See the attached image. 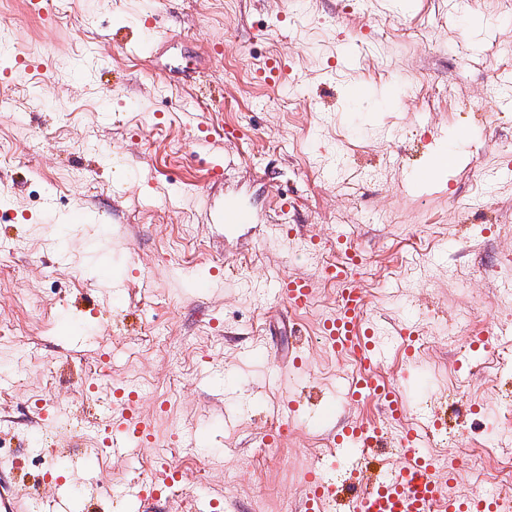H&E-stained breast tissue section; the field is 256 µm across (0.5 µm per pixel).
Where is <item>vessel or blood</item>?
Returning a JSON list of instances; mask_svg holds the SVG:
<instances>
[{
	"mask_svg": "<svg viewBox=\"0 0 512 512\" xmlns=\"http://www.w3.org/2000/svg\"><path fill=\"white\" fill-rule=\"evenodd\" d=\"M155 37L156 19L149 14L125 48L131 53L144 50ZM217 219L224 224H248L253 215L237 202L228 201ZM327 275L339 284L340 297L335 311L322 320L320 340L337 355L358 353L370 375L352 378L347 385L349 396L381 400L390 414L376 423L343 428L337 439V453L345 464L346 477L341 481L330 479L320 464L307 470L303 475L302 512H503L501 497L463 499L450 493L449 483L437 479L435 467L421 452L423 439L434 424L432 416L413 423L401 436H393L392 426L400 419L404 399L421 392L422 378L408 368L396 384L380 389L375 372L386 352L373 340L376 328L364 314L365 292L349 268L336 267ZM273 293L291 309L301 310L310 305L315 290L309 278L291 275L277 281ZM105 433L106 456L128 459L135 456L142 442L155 438V419L142 414L135 400H113L108 405ZM389 443L394 446V459L372 467L379 448ZM65 466L70 472L69 489L56 498V512H74L77 502L91 503L99 496L91 454L66 457ZM182 481L179 470L164 466L151 482H128L113 490L112 504L117 512H149L151 500Z\"/></svg>",
	"mask_w": 512,
	"mask_h": 512,
	"instance_id": "vessel-or-blood-1",
	"label": "vessel or blood"
}]
</instances>
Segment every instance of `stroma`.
I'll use <instances>...</instances> for the list:
<instances>
[{
  "instance_id": "35a3bbf8",
  "label": "stroma",
  "mask_w": 512,
  "mask_h": 512,
  "mask_svg": "<svg viewBox=\"0 0 512 512\" xmlns=\"http://www.w3.org/2000/svg\"><path fill=\"white\" fill-rule=\"evenodd\" d=\"M149 13L153 53L124 54L119 36ZM49 16L0 0V99L11 102L0 109V335L30 360L21 371L0 355L1 480L28 496L51 466L45 450L95 447L94 433L60 436L38 417L73 400L79 422L101 418L83 388L95 366L115 386L141 376L140 409L159 434L132 460H101L112 486L165 462L184 477L171 512H191L199 494L215 512H299L303 472L335 465L337 431L377 412L345 401L350 364L292 333L317 334L336 309L313 241L341 238L361 256L382 342L402 324L452 327L418 354L432 387L409 396L407 420L426 397L447 404L452 381L486 413L512 401V369L470 350L487 330L490 349L512 345V310L497 303L512 258V107L494 92L512 83V0H72ZM346 50L357 65L329 69ZM19 53L38 68L18 67ZM275 58L282 83L259 84ZM356 83L367 99L350 101ZM419 168L436 172L422 195L407 187ZM228 198L254 222L213 221ZM78 209L86 223L71 222ZM107 261L124 283L119 308ZM212 268L223 286L197 287ZM296 273L317 289L301 312L271 292ZM297 352L300 374L281 380ZM288 394V433L267 445ZM194 430L202 442L189 451ZM471 445L455 420L435 453L457 464V493H492L490 457Z\"/></svg>"
}]
</instances>
